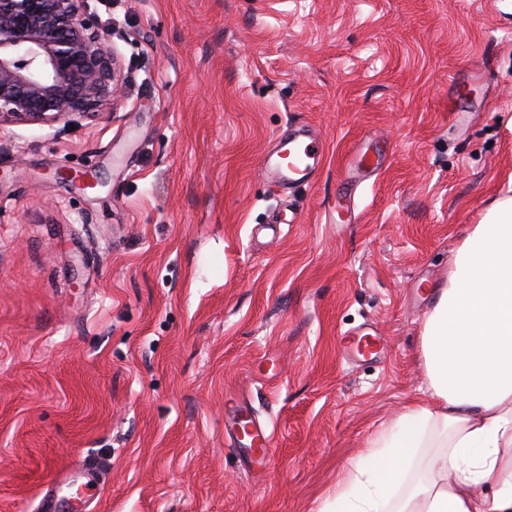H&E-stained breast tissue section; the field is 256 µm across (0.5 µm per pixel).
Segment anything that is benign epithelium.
<instances>
[{
	"instance_id": "obj_1",
	"label": "benign epithelium",
	"mask_w": 512,
	"mask_h": 512,
	"mask_svg": "<svg viewBox=\"0 0 512 512\" xmlns=\"http://www.w3.org/2000/svg\"><path fill=\"white\" fill-rule=\"evenodd\" d=\"M121 77L112 28L89 0H0V127L96 115Z\"/></svg>"
}]
</instances>
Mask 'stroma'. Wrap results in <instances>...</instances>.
Listing matches in <instances>:
<instances>
[{
    "label": "stroma",
    "mask_w": 512,
    "mask_h": 512,
    "mask_svg": "<svg viewBox=\"0 0 512 512\" xmlns=\"http://www.w3.org/2000/svg\"><path fill=\"white\" fill-rule=\"evenodd\" d=\"M124 81L0 128V512L94 465L99 512H321L417 397L453 257L512 199V0H95ZM312 127L277 193L272 137ZM379 175L342 165L357 146ZM373 327L383 357L345 353ZM275 429L252 463L233 405ZM323 155L314 130L307 125L278 136L261 158L265 178L283 190L308 184L316 177Z\"/></svg>",
    "instance_id": "obj_1"
}]
</instances>
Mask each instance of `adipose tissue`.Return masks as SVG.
Instances as JSON below:
<instances>
[{"instance_id": "ef3b65f1", "label": "adipose tissue", "mask_w": 512, "mask_h": 512, "mask_svg": "<svg viewBox=\"0 0 512 512\" xmlns=\"http://www.w3.org/2000/svg\"><path fill=\"white\" fill-rule=\"evenodd\" d=\"M420 355L426 393L340 477L323 512H512V200L458 248Z\"/></svg>"}]
</instances>
